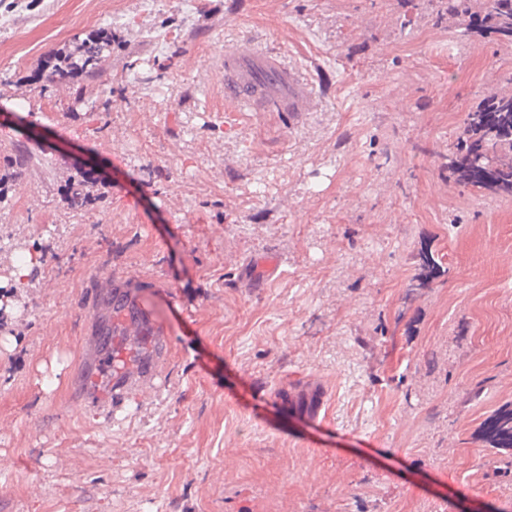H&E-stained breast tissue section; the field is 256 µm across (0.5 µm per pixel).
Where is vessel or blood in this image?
Listing matches in <instances>:
<instances>
[{
	"mask_svg": "<svg viewBox=\"0 0 512 512\" xmlns=\"http://www.w3.org/2000/svg\"><path fill=\"white\" fill-rule=\"evenodd\" d=\"M224 99L251 112L295 113L310 108L312 94L295 68L244 43L224 55Z\"/></svg>",
	"mask_w": 512,
	"mask_h": 512,
	"instance_id": "1",
	"label": "vessel or blood"
}]
</instances>
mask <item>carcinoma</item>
I'll return each instance as SVG.
<instances>
[{"mask_svg": "<svg viewBox=\"0 0 512 512\" xmlns=\"http://www.w3.org/2000/svg\"><path fill=\"white\" fill-rule=\"evenodd\" d=\"M391 11L398 13L400 29L428 20L446 29L456 42L470 45L490 40L499 47H512V0H395ZM69 68L81 72L76 83L75 98L87 92L105 93L106 74L112 70V42H101L90 35L73 52L64 56ZM463 136L448 153L439 154L440 167L448 178L463 189L473 187L491 200L512 199V90L502 86L491 88L463 121ZM33 154L18 148L11 165L15 177L33 162ZM112 320L100 319L96 335L104 342L130 335V329L142 328L141 312L131 300L130 292L112 290ZM162 346L148 344L142 338L125 348L112 345V375L122 378L126 361L143 367L154 364ZM495 447L512 451V410L502 411L492 420L489 429Z\"/></svg>", "mask_w": 512, "mask_h": 512, "instance_id": "cac0c4a2", "label": "carcinoma"}]
</instances>
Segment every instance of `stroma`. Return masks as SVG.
Returning <instances> with one entry per match:
<instances>
[{
	"label": "stroma",
	"mask_w": 512,
	"mask_h": 512,
	"mask_svg": "<svg viewBox=\"0 0 512 512\" xmlns=\"http://www.w3.org/2000/svg\"><path fill=\"white\" fill-rule=\"evenodd\" d=\"M101 29L110 98L30 85ZM244 41L311 111L225 102ZM493 78L511 51L385 0H0V170L43 160L0 185V512H512V201L437 158ZM103 275L167 342L109 420ZM489 432L496 448L505 453L512 451V410L499 412L492 420Z\"/></svg>",
	"instance_id": "obj_1"
}]
</instances>
